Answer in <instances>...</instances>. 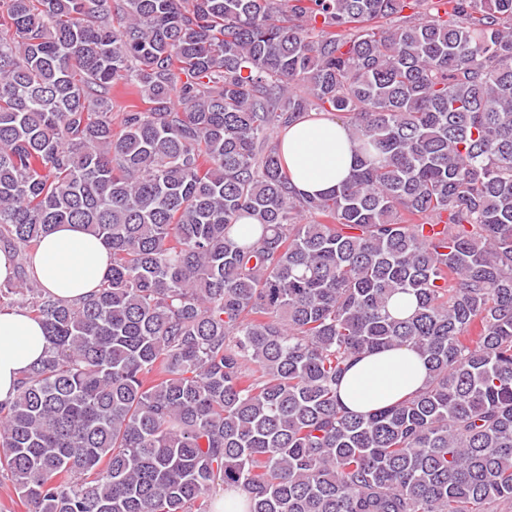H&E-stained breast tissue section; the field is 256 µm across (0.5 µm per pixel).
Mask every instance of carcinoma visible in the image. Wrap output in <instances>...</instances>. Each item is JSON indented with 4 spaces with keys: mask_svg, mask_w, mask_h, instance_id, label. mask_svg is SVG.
Masks as SVG:
<instances>
[{
    "mask_svg": "<svg viewBox=\"0 0 512 512\" xmlns=\"http://www.w3.org/2000/svg\"><path fill=\"white\" fill-rule=\"evenodd\" d=\"M424 2L0 0V302L47 340L0 401L29 512H212L217 480L242 512L512 508V0ZM118 85L147 108L116 129ZM312 111L356 143L315 198L274 141ZM58 224L112 252L89 298L31 271ZM401 346L425 387L347 410L351 358Z\"/></svg>",
    "mask_w": 512,
    "mask_h": 512,
    "instance_id": "1",
    "label": "carcinoma"
}]
</instances>
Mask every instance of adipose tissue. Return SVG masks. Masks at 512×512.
<instances>
[{"label": "adipose tissue", "mask_w": 512, "mask_h": 512, "mask_svg": "<svg viewBox=\"0 0 512 512\" xmlns=\"http://www.w3.org/2000/svg\"><path fill=\"white\" fill-rule=\"evenodd\" d=\"M280 154L297 194L317 196L345 181L354 163V144L339 121L303 119L280 137ZM35 276L52 294L77 299L91 294L111 267V254L98 238L76 224H60L32 256ZM44 329L23 310L0 312V401L11 399L22 372L45 352ZM427 366L409 347L359 355L343 376L338 397L355 413L388 406L424 387Z\"/></svg>", "instance_id": "1"}]
</instances>
